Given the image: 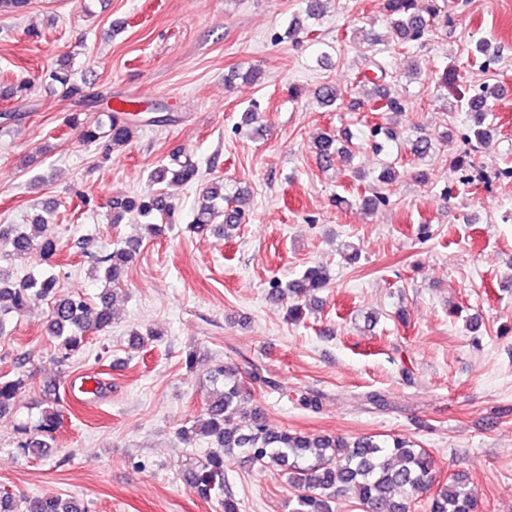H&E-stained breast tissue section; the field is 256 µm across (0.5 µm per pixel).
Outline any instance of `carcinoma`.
I'll return each instance as SVG.
<instances>
[{
  "label": "carcinoma",
  "instance_id": "carcinoma-1",
  "mask_svg": "<svg viewBox=\"0 0 512 512\" xmlns=\"http://www.w3.org/2000/svg\"><path fill=\"white\" fill-rule=\"evenodd\" d=\"M447 0H381V10L398 39L408 44L421 41L429 32L428 21L441 20L448 24ZM49 85L81 107L92 102L85 84L74 80L70 65L54 68L47 74ZM496 95L495 87H485L466 102L465 109L478 117L487 112V99ZM336 88L323 85L318 93L322 107L339 106ZM375 107L400 114L405 106L396 97L373 98ZM83 112L67 115L65 126L80 130L83 142L94 144L105 138L106 153L129 144L138 125L131 121L130 111H105L106 122H88ZM396 138L390 127L374 126L369 140L377 151L386 148L385 142ZM320 163L327 166L349 158L350 152L339 145L336 136L323 134L312 144ZM198 176V167L190 156L181 152L170 156V162L150 173L154 189L127 196L112 204L110 224L116 225L128 216H136L146 224L148 233L159 237L173 223L175 207L159 185L171 180L190 183ZM56 204L49 202L42 213L26 225L0 224V258L22 257L33 252L49 259L61 250L59 240L51 233L50 224ZM246 216L242 197L224 194V181H212L203 191L194 223L206 226L218 224L226 236L238 228ZM140 246L138 240L121 244L92 256L91 268L105 280V288L97 297L56 295L57 277L53 274L28 275L17 282L0 272V335L36 300L50 304L45 321L46 334L57 341L59 362L83 349L88 335L112 326L115 320L111 292L124 282L126 268ZM330 275L326 267L314 265L303 274L283 285L272 284L275 294L288 296V319L300 322L317 300L316 294L328 287ZM252 383L275 389L277 381L265 369L252 366ZM21 379L7 374L0 376V417L11 412ZM248 387L238 378L235 369L222 363L210 370L203 419L179 432L187 441L194 436L212 445L201 463L188 470L185 481L191 491L208 501L216 500L221 512H239L237 500L224 490V469L240 457L243 462L260 469L275 467L287 474L288 485L297 491L293 512H333V503L341 496L355 499L362 512H411L418 496L428 494L426 512H476L477 497L469 482L456 475L440 483L436 481L435 464L423 448L403 438L378 439L373 436L354 440L328 435H305L286 428L276 429L266 424L260 413L242 406ZM61 424L60 412L48 407L36 423L20 425L25 435L18 447L25 453L43 455L50 447L49 440ZM0 512H87L84 502L76 498L45 496L20 498L0 491Z\"/></svg>",
  "mask_w": 512,
  "mask_h": 512
}]
</instances>
